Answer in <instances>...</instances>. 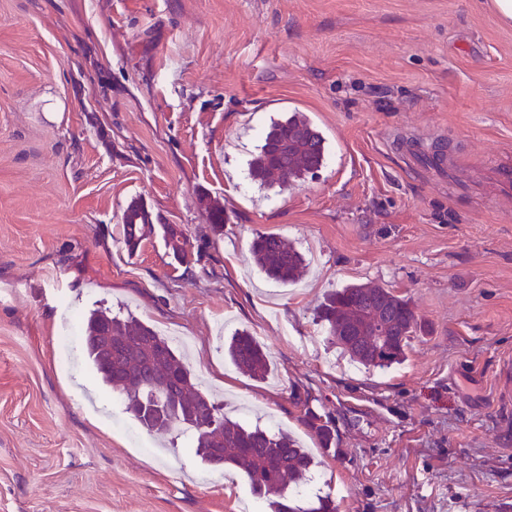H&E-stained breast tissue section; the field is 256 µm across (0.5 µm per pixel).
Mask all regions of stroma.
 Instances as JSON below:
<instances>
[{
  "mask_svg": "<svg viewBox=\"0 0 512 512\" xmlns=\"http://www.w3.org/2000/svg\"><path fill=\"white\" fill-rule=\"evenodd\" d=\"M295 110L324 137L323 165L260 184L262 134ZM401 135L454 159L413 167ZM506 161L512 25L492 0H0V512H242L243 476L202 465L186 436L137 433L86 365L82 318L102 304L168 338L228 419L298 437L319 462L305 500L501 512L512 193L491 173ZM134 201L155 232L132 253ZM259 233L303 253L299 282L257 267ZM349 283L413 303L405 362L369 371L326 342L317 308ZM238 330L267 377L225 356ZM304 417L307 420L309 427L318 437L321 447H331L334 443L335 435L330 423L327 420L323 421L321 415L317 414L309 406L305 408Z\"/></svg>",
  "mask_w": 512,
  "mask_h": 512,
  "instance_id": "1",
  "label": "stroma"
}]
</instances>
